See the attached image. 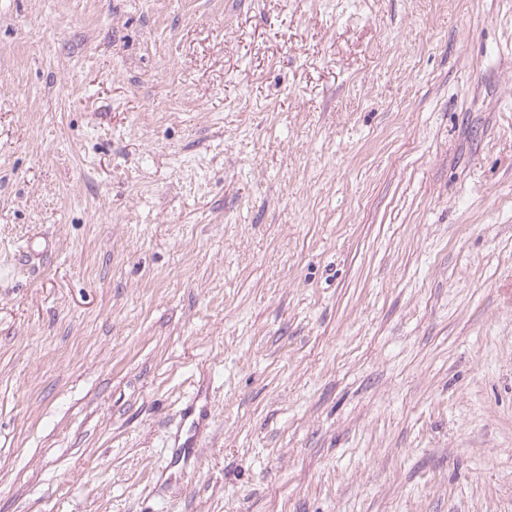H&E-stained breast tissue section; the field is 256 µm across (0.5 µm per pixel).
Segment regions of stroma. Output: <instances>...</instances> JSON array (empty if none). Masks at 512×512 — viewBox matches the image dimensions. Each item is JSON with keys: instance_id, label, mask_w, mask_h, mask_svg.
Masks as SVG:
<instances>
[{"instance_id": "35a3bbf8", "label": "stroma", "mask_w": 512, "mask_h": 512, "mask_svg": "<svg viewBox=\"0 0 512 512\" xmlns=\"http://www.w3.org/2000/svg\"><path fill=\"white\" fill-rule=\"evenodd\" d=\"M0 512H512V0H0Z\"/></svg>"}]
</instances>
